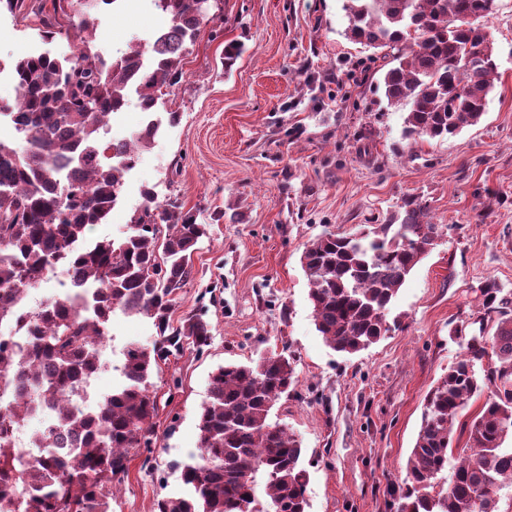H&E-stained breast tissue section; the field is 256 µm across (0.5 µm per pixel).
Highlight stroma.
I'll return each instance as SVG.
<instances>
[{
    "mask_svg": "<svg viewBox=\"0 0 512 512\" xmlns=\"http://www.w3.org/2000/svg\"><path fill=\"white\" fill-rule=\"evenodd\" d=\"M88 6L108 57L167 23L152 0ZM210 12L170 97L180 122L162 125L108 221L89 231L124 237L145 187L208 225L171 321L203 314L211 343L154 373L156 439L133 451L112 512H157L159 499L183 496L178 466L199 453L211 372L281 350L299 383L269 421L301 443L308 512H395L389 489L406 476L424 398L460 353L450 324L474 313L485 278L512 289V0H497L487 21L500 78L486 113L444 141L403 139L406 111L384 96L379 52L347 39L343 0H212ZM232 41L242 52L228 71ZM39 45L32 21L0 13V64ZM409 195L427 203L443 236L393 300L390 332L338 353L316 329L302 253L323 232L383 223ZM157 340L151 321L117 313L104 350L118 363L127 345Z\"/></svg>",
    "mask_w": 512,
    "mask_h": 512,
    "instance_id": "1",
    "label": "stroma"
}]
</instances>
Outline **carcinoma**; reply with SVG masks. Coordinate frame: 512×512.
I'll list each match as a JSON object with an SVG mask.
<instances>
[{"mask_svg": "<svg viewBox=\"0 0 512 512\" xmlns=\"http://www.w3.org/2000/svg\"><path fill=\"white\" fill-rule=\"evenodd\" d=\"M170 20L152 42H132L117 58L96 49L98 20L79 0H54L50 12L23 11L26 0H0V10L34 16L42 41L65 38L70 57L26 54L13 61L17 98L0 105L17 139H0V323L17 322L25 341L0 336V512H112V489L128 475L131 451L154 441L157 402L150 393L159 362L188 346L201 353L211 339L200 315L177 327L170 312L177 291L193 278V253L207 225L177 197L144 205L119 239L90 241L106 223L124 176L159 122L148 120L132 139L102 132L130 94L153 114L166 89L181 82L187 44L210 21V0H153ZM496 0H345L346 36L379 50L392 105L409 107L403 137L444 140L477 125L499 79L494 41L481 21ZM66 22H61V18ZM417 196L383 224L352 234L325 232L301 256L317 331L336 352L368 349L390 326L387 312L414 267L442 236ZM72 271L85 307L58 296L20 312L19 297L54 266ZM152 320L161 341L123 352L122 382L97 408L71 411L65 401L100 364L99 346L115 311ZM471 332L449 330L458 359L426 395L420 429L407 460L396 512H499L500 492L512 489V290L494 278L478 286ZM292 356L227 362L211 375L199 414L200 453L177 468L185 496L162 499L158 512H243L260 504L264 487L275 512H307V475L300 441L269 423L275 403L295 391ZM485 401L471 422H460L469 401ZM56 410L33 434L44 452L22 460L10 451L11 432L38 411ZM467 434L453 449L455 433ZM72 453L47 452L60 445ZM456 463L440 484L451 452Z\"/></svg>", "mask_w": 512, "mask_h": 512, "instance_id": "obj_1", "label": "carcinoma"}]
</instances>
